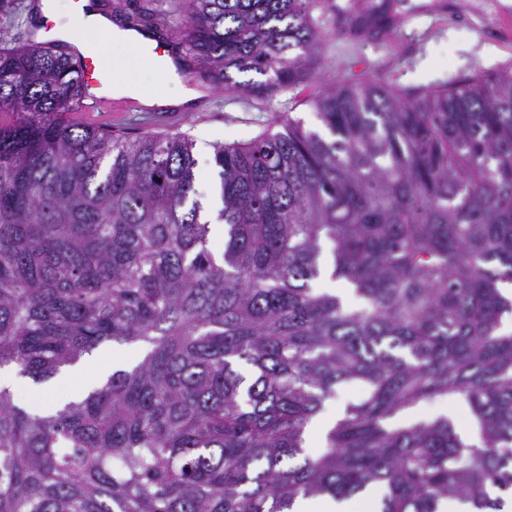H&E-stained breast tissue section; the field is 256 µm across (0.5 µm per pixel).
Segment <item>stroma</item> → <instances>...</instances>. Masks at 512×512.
Here are the masks:
<instances>
[{
    "label": "stroma",
    "mask_w": 512,
    "mask_h": 512,
    "mask_svg": "<svg viewBox=\"0 0 512 512\" xmlns=\"http://www.w3.org/2000/svg\"><path fill=\"white\" fill-rule=\"evenodd\" d=\"M100 11L124 23L135 14L147 23L161 24L166 35L180 41L185 24L184 0H94ZM401 33L397 39L354 38L334 25L326 35L307 76L294 86L271 95L224 89L196 78L188 85L203 96L189 110L166 113L93 112L81 108L66 113L74 123L111 128L113 134L136 137L186 135L192 140L208 137L210 144H245L267 130L277 119L302 121L309 130L323 125L311 105L326 89L350 83L381 84L401 93L419 92L460 84L477 75L512 69V0H403ZM42 11L35 0H11L0 10V48L30 42ZM495 18L500 33L481 38L477 27ZM100 61L114 77L138 84L150 94L172 93V86L158 81L132 47L108 46Z\"/></svg>",
    "instance_id": "stroma-1"
}]
</instances>
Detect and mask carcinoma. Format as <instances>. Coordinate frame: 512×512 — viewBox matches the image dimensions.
Wrapping results in <instances>:
<instances>
[{
    "label": "carcinoma",
    "mask_w": 512,
    "mask_h": 512,
    "mask_svg": "<svg viewBox=\"0 0 512 512\" xmlns=\"http://www.w3.org/2000/svg\"><path fill=\"white\" fill-rule=\"evenodd\" d=\"M316 7L358 36L397 18L387 2L185 0V48L216 86L293 85ZM85 97L65 50H0V368L41 382L106 343L148 351L53 414L0 386V512H291L374 483L381 512L500 508L512 71L408 95L331 88L312 101L326 136L288 118L215 145L220 253L193 140L64 119ZM328 265L360 306L311 286ZM352 381L365 395L305 456V428ZM438 396L467 403L482 446L445 417L389 426Z\"/></svg>",
    "instance_id": "cac0c4a2"
}]
</instances>
